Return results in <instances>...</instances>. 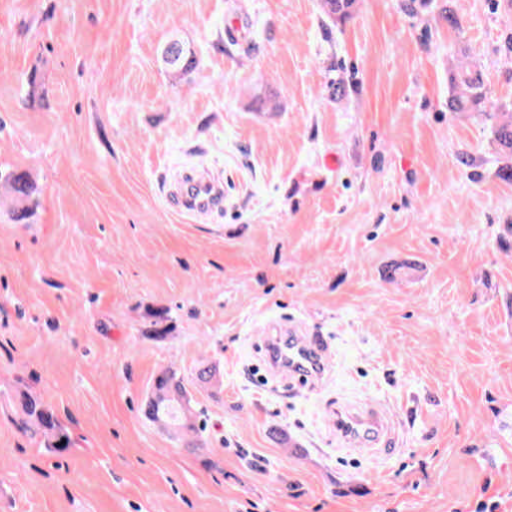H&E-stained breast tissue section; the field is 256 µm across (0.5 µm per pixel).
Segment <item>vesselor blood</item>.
Wrapping results in <instances>:
<instances>
[{"instance_id": "b4317fda", "label": "vessel or blood", "mask_w": 512, "mask_h": 512, "mask_svg": "<svg viewBox=\"0 0 512 512\" xmlns=\"http://www.w3.org/2000/svg\"><path fill=\"white\" fill-rule=\"evenodd\" d=\"M176 208L186 214L200 216L221 211L224 190L219 182L205 173H188L172 194ZM263 347L266 359L277 371L311 380L321 367L318 339L304 338L295 329L265 336ZM336 425L342 435L353 444H374L380 441L388 425L377 412L365 415L340 408L336 411Z\"/></svg>"}]
</instances>
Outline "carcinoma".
Wrapping results in <instances>:
<instances>
[{
  "label": "carcinoma",
  "instance_id": "obj_1",
  "mask_svg": "<svg viewBox=\"0 0 512 512\" xmlns=\"http://www.w3.org/2000/svg\"><path fill=\"white\" fill-rule=\"evenodd\" d=\"M356 3L357 0H321V8L327 18L341 21L351 17ZM161 61L167 72L180 80L196 67L194 54L178 40L165 45L161 50ZM448 106L452 112H469L479 107H489L490 112L486 116L492 121L490 131L493 142L501 153L512 159V113L508 115L496 111L498 105L490 99L479 72L463 67L453 74ZM0 188L12 196L15 202L12 219L17 223L28 222L33 214L30 203L39 192L29 173L16 170L1 172ZM143 413L150 421L169 426L188 436L187 444H196V435L201 432L198 415L174 370L167 369L154 379ZM18 424L24 430L43 436L47 448L58 450L70 445L69 436L63 431L55 410L37 395H21Z\"/></svg>",
  "mask_w": 512,
  "mask_h": 512
}]
</instances>
